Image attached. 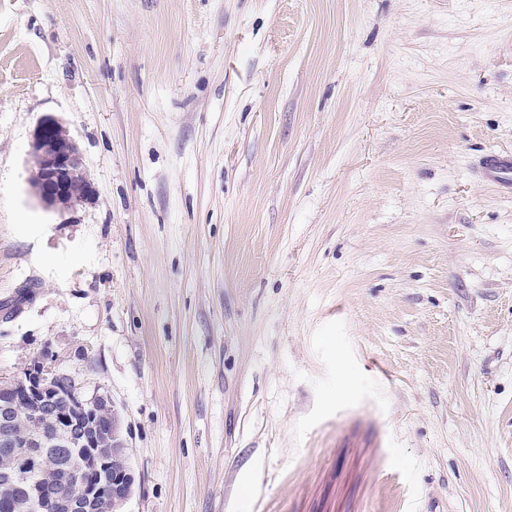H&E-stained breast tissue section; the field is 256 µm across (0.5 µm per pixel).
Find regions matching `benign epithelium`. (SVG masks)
<instances>
[{
  "instance_id": "benign-epithelium-1",
  "label": "benign epithelium",
  "mask_w": 512,
  "mask_h": 512,
  "mask_svg": "<svg viewBox=\"0 0 512 512\" xmlns=\"http://www.w3.org/2000/svg\"><path fill=\"white\" fill-rule=\"evenodd\" d=\"M29 156L41 175L40 199L48 206L70 199L71 184L82 174L84 161L77 142L55 117L46 115L37 123ZM62 376L52 360L40 356L24 377L0 381V447L8 449V462L0 465V483L16 491L14 501L25 512H118L134 482L130 448L118 438L115 420L90 433L70 414L91 405L103 415L111 409V401L86 394ZM21 426L25 432L15 435ZM99 443L93 471L76 474L63 493L45 495L28 470L32 458L48 446L64 457H74Z\"/></svg>"
}]
</instances>
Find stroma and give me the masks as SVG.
<instances>
[{
	"mask_svg": "<svg viewBox=\"0 0 512 512\" xmlns=\"http://www.w3.org/2000/svg\"><path fill=\"white\" fill-rule=\"evenodd\" d=\"M493 149L512 0H0V378L112 401L123 512H512ZM29 156L39 169V196L47 206L62 200L84 203L96 196V190L86 186L82 196L70 199L71 184L82 174L84 161L77 142L64 132L55 117L46 115L37 123L31 136Z\"/></svg>",
	"mask_w": 512,
	"mask_h": 512,
	"instance_id": "35a3bbf8",
	"label": "stroma"
}]
</instances>
